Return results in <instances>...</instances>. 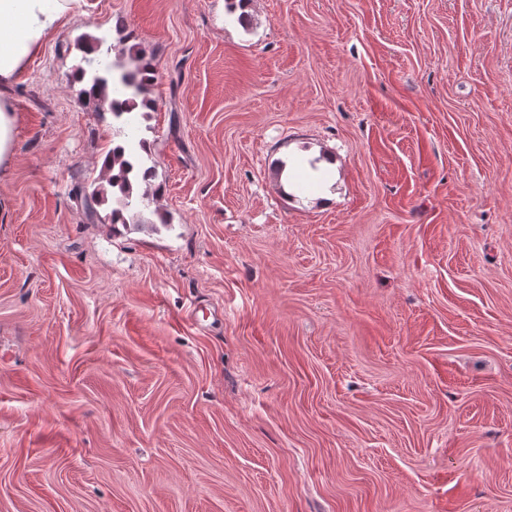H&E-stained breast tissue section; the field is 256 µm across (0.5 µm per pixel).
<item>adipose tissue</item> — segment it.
Returning a JSON list of instances; mask_svg holds the SVG:
<instances>
[{
	"label": "adipose tissue",
	"mask_w": 512,
	"mask_h": 512,
	"mask_svg": "<svg viewBox=\"0 0 512 512\" xmlns=\"http://www.w3.org/2000/svg\"><path fill=\"white\" fill-rule=\"evenodd\" d=\"M79 0H0V168L13 156L16 116L8 93L18 74Z\"/></svg>",
	"instance_id": "ef3b65f1"
}]
</instances>
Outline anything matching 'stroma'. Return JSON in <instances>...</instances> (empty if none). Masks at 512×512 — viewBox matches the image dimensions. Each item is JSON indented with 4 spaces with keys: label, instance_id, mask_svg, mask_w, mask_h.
Returning a JSON list of instances; mask_svg holds the SVG:
<instances>
[{
    "label": "stroma",
    "instance_id": "obj_1",
    "mask_svg": "<svg viewBox=\"0 0 512 512\" xmlns=\"http://www.w3.org/2000/svg\"><path fill=\"white\" fill-rule=\"evenodd\" d=\"M120 19L153 230L79 198ZM10 97L0 512H512V0H82Z\"/></svg>",
    "mask_w": 512,
    "mask_h": 512
}]
</instances>
